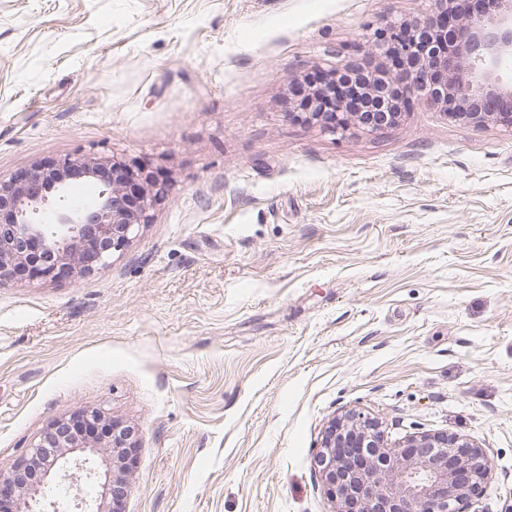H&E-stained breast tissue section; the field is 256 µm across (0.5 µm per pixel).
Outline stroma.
Listing matches in <instances>:
<instances>
[{"instance_id":"stroma-1","label":"stroma","mask_w":512,"mask_h":512,"mask_svg":"<svg viewBox=\"0 0 512 512\" xmlns=\"http://www.w3.org/2000/svg\"><path fill=\"white\" fill-rule=\"evenodd\" d=\"M432 7L0 0V179L96 154L170 187L104 270L0 284V465L98 407L138 431L125 512H337L314 457L352 409L473 440L468 512H512V131L289 116Z\"/></svg>"}]
</instances>
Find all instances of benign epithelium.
<instances>
[{"label":"benign epithelium","instance_id":"1","mask_svg":"<svg viewBox=\"0 0 512 512\" xmlns=\"http://www.w3.org/2000/svg\"><path fill=\"white\" fill-rule=\"evenodd\" d=\"M458 0H434L433 13L413 23L384 21L368 40L367 55L385 66L363 92L376 111H349L335 71L308 93L293 118L332 135L389 128L422 95L449 118L475 125L495 122L512 130V0H480L469 15H448ZM100 185L88 203H66L71 182ZM168 196V186L111 157L78 155L35 165L0 180V284L24 269L33 280L92 275L123 253ZM107 421L99 408H83L50 423L31 446L0 467L3 512H37L36 496L52 512H124L137 454L132 428L112 423V437L71 433L79 423ZM338 512H465L490 463L471 440L421 432L389 442L383 423L357 411L333 421L315 456ZM83 480V496L70 495L63 474Z\"/></svg>","mask_w":512,"mask_h":512}]
</instances>
